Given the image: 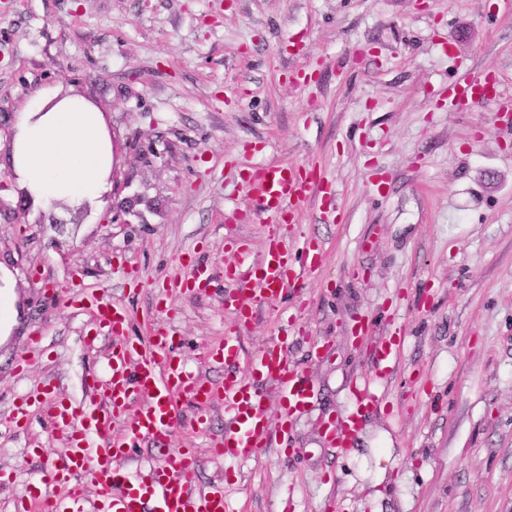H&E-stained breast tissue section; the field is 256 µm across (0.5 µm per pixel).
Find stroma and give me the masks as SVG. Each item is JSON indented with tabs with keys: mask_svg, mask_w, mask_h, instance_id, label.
<instances>
[{
	"mask_svg": "<svg viewBox=\"0 0 512 512\" xmlns=\"http://www.w3.org/2000/svg\"><path fill=\"white\" fill-rule=\"evenodd\" d=\"M495 78V96L449 103L448 84ZM46 88L103 112L117 163L111 203L140 195L142 224L85 218L58 229L10 175L14 116ZM154 149L149 163L135 153ZM320 166L318 192L275 228L250 206L244 168ZM322 243L321 266L242 333L246 351L285 341L313 382L307 411L258 458L212 460L191 425L200 487L223 484L241 512H512V7L502 0H0V265L20 324L0 339V512H10L65 441L41 416L7 422L16 395L48 389L76 406L102 362L97 324L71 309L96 291L155 319L208 381L204 349L233 334L224 282L185 288L187 259L232 264L273 234ZM298 329L283 337L281 313ZM371 335L355 337L360 320ZM403 331L360 433L324 445L325 420L355 408L373 346ZM40 347H32L33 335ZM324 357H316L319 346ZM35 353L27 376L18 359Z\"/></svg>",
	"mask_w": 512,
	"mask_h": 512,
	"instance_id": "1",
	"label": "stroma"
}]
</instances>
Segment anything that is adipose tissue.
<instances>
[{
    "instance_id": "obj_1",
    "label": "adipose tissue",
    "mask_w": 512,
    "mask_h": 512,
    "mask_svg": "<svg viewBox=\"0 0 512 512\" xmlns=\"http://www.w3.org/2000/svg\"><path fill=\"white\" fill-rule=\"evenodd\" d=\"M11 172L28 201L41 210L56 204H103L115 164L105 116L83 97L50 89L16 113Z\"/></svg>"
}]
</instances>
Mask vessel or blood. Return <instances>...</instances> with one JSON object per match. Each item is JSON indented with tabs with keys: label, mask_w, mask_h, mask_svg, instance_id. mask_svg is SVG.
Segmentation results:
<instances>
[{
	"label": "vessel or blood",
	"mask_w": 512,
	"mask_h": 512,
	"mask_svg": "<svg viewBox=\"0 0 512 512\" xmlns=\"http://www.w3.org/2000/svg\"><path fill=\"white\" fill-rule=\"evenodd\" d=\"M455 100L486 99L489 88L472 82L450 85ZM249 196L267 224L293 223L298 207L312 188H319L323 203H332L334 191L316 180L303 167L288 163L254 166L247 177ZM238 261L225 268L224 281L232 290L224 307L238 327L253 320L260 299L282 296L321 264L323 248L314 240L289 246L280 236L271 237L262 257H251L248 248L235 244ZM82 310L92 314L101 333L87 337L89 348H104V374H91L87 382L90 400L73 407L50 400L47 392L22 396L12 421L26 428L33 408H41L52 432L64 435L66 448L41 471L38 483L28 485L26 495L38 501L40 512H81L85 485L95 490L97 512H236L223 486L199 489L198 455L188 448L165 452L151 466L145 479L128 477V451L149 443L159 444L163 435L181 420L182 401H191L197 411L196 431L208 437L213 455L227 459H252L268 448L272 424L265 410L264 383H272L285 410L286 419L302 413L311 397L307 371L292 366L283 346L263 347L244 354L238 337L228 336L207 349L213 362L230 366L223 385L212 386L192 371L178 354L172 331L147 321L145 336H130L133 314L127 307L102 302L89 295ZM377 362L373 377L385 378L396 364L399 350L394 337L374 346ZM244 373H237L236 365ZM224 408V430L211 436L207 414L214 405ZM358 412L330 421L323 437L331 446L347 447L356 437ZM72 483L68 498L51 494V487Z\"/></svg>",
	"instance_id": "vessel-or-blood-1"
}]
</instances>
